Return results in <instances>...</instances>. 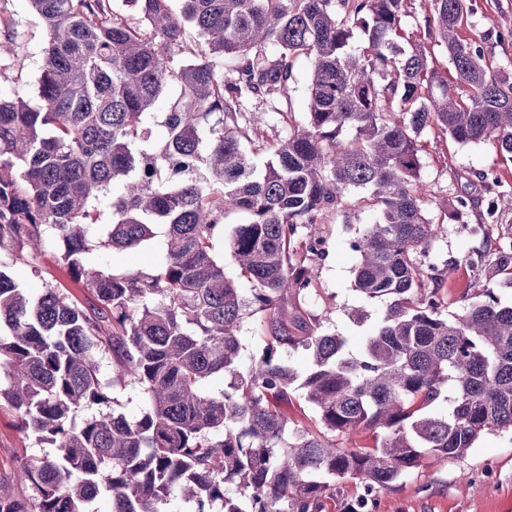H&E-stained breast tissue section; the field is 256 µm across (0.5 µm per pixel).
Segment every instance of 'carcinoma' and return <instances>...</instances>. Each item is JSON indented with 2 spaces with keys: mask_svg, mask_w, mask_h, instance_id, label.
<instances>
[{
  "mask_svg": "<svg viewBox=\"0 0 512 512\" xmlns=\"http://www.w3.org/2000/svg\"><path fill=\"white\" fill-rule=\"evenodd\" d=\"M29 2L47 41L36 101L0 90V253L58 246L93 302L53 286L31 298L0 271V402L53 449L22 465L31 493L0 478V512H94L103 493L113 512L178 499L179 512H324L349 480L360 492L345 512H372L424 456L461 459L482 434L512 432V304L488 286L445 318L421 261L439 233L418 189L421 134L512 154V76L491 70L489 35H465L468 0H430L449 78L400 42L408 0H179L177 14L171 0ZM0 35L17 55L13 18L0 15ZM300 56L312 76L299 127L287 89ZM483 179L481 202L457 194L445 216L487 233L512 212V187ZM357 188L378 219L350 244L354 290L388 304L356 356L302 303L325 255L303 230ZM231 211L246 214L227 241L234 275L214 250ZM160 228L151 271L89 266L91 251L150 247ZM489 266V283L512 271V236L495 239ZM256 315L265 346L246 361L241 326ZM288 348L310 352L306 374ZM107 357L141 389L139 417L111 410ZM213 376L224 390L203 387ZM444 390L448 412L430 413ZM298 391L315 417L291 427L280 405ZM359 430L374 444L336 445Z\"/></svg>",
  "mask_w": 512,
  "mask_h": 512,
  "instance_id": "obj_1",
  "label": "carcinoma"
}]
</instances>
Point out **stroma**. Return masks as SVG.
Segmentation results:
<instances>
[{
    "label": "stroma",
    "instance_id": "stroma-1",
    "mask_svg": "<svg viewBox=\"0 0 512 512\" xmlns=\"http://www.w3.org/2000/svg\"><path fill=\"white\" fill-rule=\"evenodd\" d=\"M471 4V35L504 34L505 43L493 44L491 54L496 66L512 73V0H471ZM0 11L14 17L23 32L18 56H2L0 63L17 78L13 90L32 99L46 46L41 19L29 0H0ZM420 142L419 181L428 193L426 211L441 224L428 260L438 267L443 296L440 310L449 317L459 313L461 305L483 300L485 276L473 269L468 259L473 251L490 249L491 244L474 225L443 223L446 203L461 192L481 197V176L486 172L512 185V156L500 152L494 142L459 145L434 129L424 132ZM366 195L363 189L352 191L356 207L326 215L313 227L324 241L325 257L314 267L317 293L308 310L317 318L321 331L345 337L353 350L372 332L387 307L383 300L365 302L353 289L358 256L349 243L364 225L376 219L375 210L361 203ZM0 270L30 296H39L51 285L80 303L90 300L82 284L73 279L58 248H45L28 264L13 262L9 254H1ZM362 306L368 308L371 319L360 325L353 314ZM49 451L48 445L37 444L24 434L13 407L0 404V477L11 479L17 493L29 491L21 473L23 462ZM372 512H512V434H483L461 459L424 457L412 474L377 496Z\"/></svg>",
    "mask_w": 512,
    "mask_h": 512
}]
</instances>
